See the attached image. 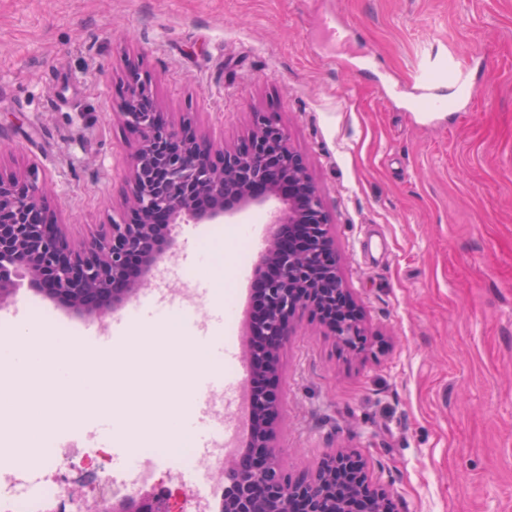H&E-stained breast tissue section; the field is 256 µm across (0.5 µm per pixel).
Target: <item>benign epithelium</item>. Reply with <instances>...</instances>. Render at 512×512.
I'll return each instance as SVG.
<instances>
[{
    "label": "benign epithelium",
    "instance_id": "obj_1",
    "mask_svg": "<svg viewBox=\"0 0 512 512\" xmlns=\"http://www.w3.org/2000/svg\"><path fill=\"white\" fill-rule=\"evenodd\" d=\"M129 88L117 116L138 136L125 172L121 219L77 242L47 205L32 174L0 170V301L16 279L79 315L103 318L130 301L173 254L174 224H222L270 200L269 243L253 272L263 302L247 350L251 367L246 446L224 458L219 479L231 491L212 512H390L388 493L350 450L323 457L309 475L291 478L276 450L277 391L269 380L297 319L310 313L345 349L369 346L364 319L352 312L336 254L334 224L323 195L288 132L266 112L253 113L247 147L227 148L164 119L140 68L124 74ZM171 491L100 496L93 512H171Z\"/></svg>",
    "mask_w": 512,
    "mask_h": 512
}]
</instances>
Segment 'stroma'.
Masks as SVG:
<instances>
[{
  "label": "stroma",
  "instance_id": "obj_1",
  "mask_svg": "<svg viewBox=\"0 0 512 512\" xmlns=\"http://www.w3.org/2000/svg\"><path fill=\"white\" fill-rule=\"evenodd\" d=\"M434 56L477 96L446 84L447 111L418 104ZM130 61L171 121L226 146L252 112L275 114L332 214L372 346L350 353L299 318L277 375L287 472L344 447L395 512H512V0H0V168L36 169L78 240L121 212L135 137L113 114ZM268 215L172 229L173 275L212 315L206 345L250 339ZM6 304L82 333L83 316L27 283ZM30 459L37 481L102 488Z\"/></svg>",
  "mask_w": 512,
  "mask_h": 512
}]
</instances>
